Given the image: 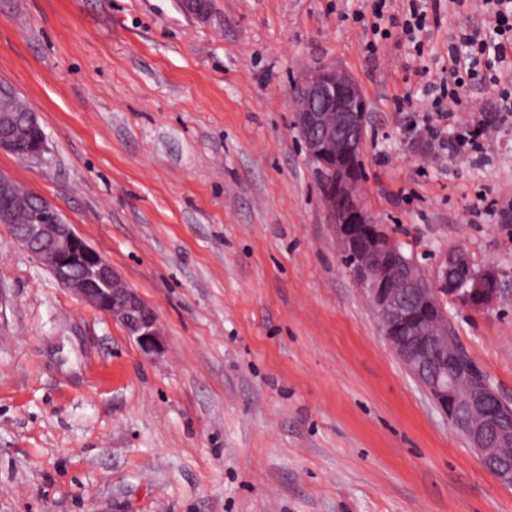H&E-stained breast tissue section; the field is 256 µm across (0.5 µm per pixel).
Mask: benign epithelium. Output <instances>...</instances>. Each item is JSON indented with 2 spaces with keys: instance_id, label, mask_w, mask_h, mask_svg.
I'll use <instances>...</instances> for the list:
<instances>
[{
  "instance_id": "1",
  "label": "benign epithelium",
  "mask_w": 512,
  "mask_h": 512,
  "mask_svg": "<svg viewBox=\"0 0 512 512\" xmlns=\"http://www.w3.org/2000/svg\"><path fill=\"white\" fill-rule=\"evenodd\" d=\"M187 14L204 18L210 0H179ZM16 94L0 84V152L40 159L45 134L36 113L12 112ZM297 129L329 223L342 251L358 258L352 274L364 288L393 354L433 400L448 424L469 443L482 466L502 485H512V398L462 359L443 300L460 299L474 311L501 296L498 271L480 269L460 292L458 265L471 267L461 249H448L431 272L418 267L400 244L377 224L363 197L359 164L367 105L357 81L334 65L306 73L291 90ZM15 181L0 173V224L64 288L119 323L146 355L162 346L155 311L91 248L47 199H40L34 223L17 224L10 200Z\"/></svg>"
}]
</instances>
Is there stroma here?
Returning <instances> with one entry per match:
<instances>
[{"mask_svg": "<svg viewBox=\"0 0 512 512\" xmlns=\"http://www.w3.org/2000/svg\"><path fill=\"white\" fill-rule=\"evenodd\" d=\"M372 0H0V80L43 161L0 172L51 201L156 311L145 356L0 224V512H512V487L388 348L342 260L289 94L334 63L367 103L364 198L424 269L495 267L484 311L448 299L471 358L512 396V116L477 64L456 120L421 67L480 21L441 0L423 54ZM479 127L463 154L438 137Z\"/></svg>", "mask_w": 512, "mask_h": 512, "instance_id": "stroma-1", "label": "stroma"}]
</instances>
